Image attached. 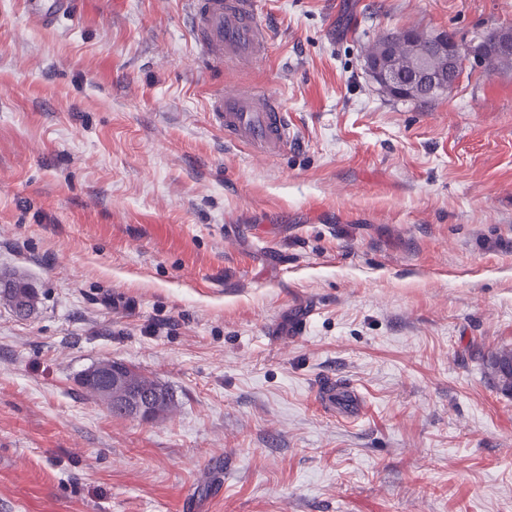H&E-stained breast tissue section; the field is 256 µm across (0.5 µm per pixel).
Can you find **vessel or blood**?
<instances>
[{
    "instance_id": "1",
    "label": "vessel or blood",
    "mask_w": 512,
    "mask_h": 512,
    "mask_svg": "<svg viewBox=\"0 0 512 512\" xmlns=\"http://www.w3.org/2000/svg\"><path fill=\"white\" fill-rule=\"evenodd\" d=\"M186 15L207 68L252 66L265 57L269 36L256 19L255 0H186ZM33 21L48 24L68 12V0H26ZM208 112L226 139L248 146L254 153L273 156L286 151L293 140L288 114L274 95L243 85L211 97ZM318 393L330 413L350 421L360 419L363 397L350 383L327 378Z\"/></svg>"
}]
</instances>
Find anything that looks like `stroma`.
<instances>
[{
  "instance_id": "1",
  "label": "stroma",
  "mask_w": 512,
  "mask_h": 512,
  "mask_svg": "<svg viewBox=\"0 0 512 512\" xmlns=\"http://www.w3.org/2000/svg\"><path fill=\"white\" fill-rule=\"evenodd\" d=\"M265 62L197 55L184 0H0V512H512V70L425 100L364 67L412 27L459 43L512 0H257ZM248 84L295 145L211 124ZM312 311L300 326L302 311ZM121 360L166 417L80 375ZM365 397L324 413L317 383ZM70 5L66 0H53L50 4L45 3V0H26L25 2L28 17L41 24L51 23L60 14L68 12ZM2 288L0 289L1 301H5L7 305H9L11 308L17 311L16 298L17 295L22 296L28 299V301L31 303L29 309L27 310V313H31L32 311H34L37 297L35 292L27 282H25L22 279L14 277V280L11 281V284L8 287L3 286ZM7 288L9 289L7 290ZM487 373L493 380L495 387L505 395L512 394V350L503 348L491 354L487 363ZM510 371L509 381L504 370ZM131 387L137 389L140 393L155 392L157 397L155 408L158 412V417H163L174 406V397L170 389L166 385L139 371L131 378L130 384L123 381L117 384L113 389L116 394L123 395L127 393ZM318 393L330 414H337L350 421L360 419L364 402L355 385L327 378L319 383ZM107 406L112 411V413L117 416L130 415L132 417H136L144 421L153 420L152 413L154 402L151 397L135 395L131 396L128 400L123 401L122 403H112V406L109 404H107ZM112 407H114L116 410L122 413L115 412L114 410H112Z\"/></svg>"
}]
</instances>
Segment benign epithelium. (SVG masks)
Listing matches in <instances>:
<instances>
[{
  "label": "benign epithelium",
  "instance_id": "7a95c632",
  "mask_svg": "<svg viewBox=\"0 0 512 512\" xmlns=\"http://www.w3.org/2000/svg\"><path fill=\"white\" fill-rule=\"evenodd\" d=\"M391 41L382 43L379 54L366 60V70L371 80L382 87L392 90L396 97L409 99L411 97H433L454 87L458 71L460 46L450 33L434 35L433 47L442 55L448 57V74H436L430 71L425 58H420L412 72L401 70L390 54ZM126 371V365L118 362L108 373H98L91 369L81 376V381H92L96 384L102 396L110 393L112 379ZM154 402L146 396L135 395L113 407L132 417L144 421L152 420Z\"/></svg>",
  "mask_w": 512,
  "mask_h": 512
}]
</instances>
